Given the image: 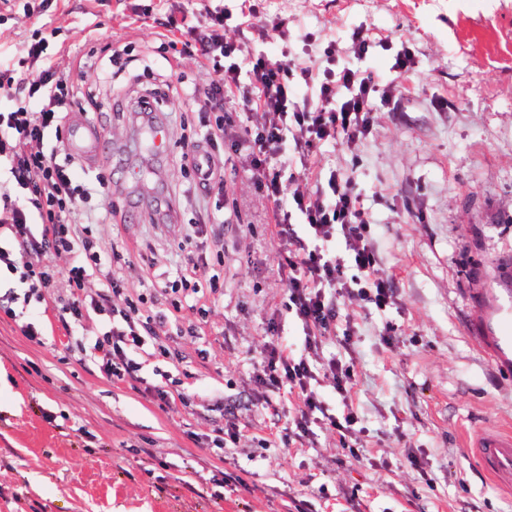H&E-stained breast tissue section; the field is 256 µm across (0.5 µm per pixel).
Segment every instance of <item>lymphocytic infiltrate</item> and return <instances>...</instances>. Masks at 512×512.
Masks as SVG:
<instances>
[{
	"mask_svg": "<svg viewBox=\"0 0 512 512\" xmlns=\"http://www.w3.org/2000/svg\"><path fill=\"white\" fill-rule=\"evenodd\" d=\"M231 18L230 10L201 7L198 20L179 24L178 37H165L161 44L165 50L182 48L214 72L203 86L181 77L165 84L168 92L182 96L200 114L201 133L190 139L184 158L197 194L220 196L224 162L212 153L199 155L198 148L203 143H229L272 203L278 266L287 272L279 311L301 323L305 353L296 358L287 344L268 342L256 382L271 392L285 389L297 396L294 440L311 436L317 423L344 437L357 424V415L350 412L339 419L329 413L317 384L329 379L339 397H348L354 365L332 359L321 366L315 356L326 336L337 330L341 301L383 311L393 304L394 290L378 272L373 219L354 190L352 169L331 170L325 180L315 182L309 170L319 144L365 138L377 100L392 99L394 87L358 69H335L336 46L331 42L307 63L285 52L272 56L261 49L242 57L239 43L224 36ZM53 51L47 40L31 42V68L25 75L0 63V94L13 103L0 110V165L8 176L7 188H0V232L9 239L8 246H0V271L15 276L23 287L19 293L9 289L0 294V313L15 318L14 306L22 298L52 301L74 338L86 316H98L105 323L101 334L88 344L75 339L69 353L90 359L113 377L134 379L142 369L136 360L139 351L150 347L165 357L170 351L158 342L151 319L143 317L140 299L119 280H110L101 292L86 287L90 277L124 255L108 252L92 230L93 225L111 223V210L85 207L88 198L104 193L105 181L76 182L54 153L39 148L46 129L63 135L69 112L89 111L95 103L93 96L75 93L70 73L52 68ZM33 99L39 107L32 112L28 104ZM237 112L257 118L242 138L227 133ZM339 237L346 246L342 254L332 247ZM63 254L73 259L64 272L56 264ZM208 268L206 258L187 251L171 282L172 298L164 316H177L202 288L219 290V277ZM62 274L68 282L64 296L56 292Z\"/></svg>",
	"mask_w": 512,
	"mask_h": 512,
	"instance_id": "obj_1",
	"label": "lymphocytic infiltrate"
}]
</instances>
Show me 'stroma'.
<instances>
[{
	"instance_id": "obj_1",
	"label": "stroma",
	"mask_w": 512,
	"mask_h": 512,
	"mask_svg": "<svg viewBox=\"0 0 512 512\" xmlns=\"http://www.w3.org/2000/svg\"><path fill=\"white\" fill-rule=\"evenodd\" d=\"M261 17L284 21L294 55L335 42L337 67L383 80L402 48L415 67L395 80L399 106L377 103L369 135L354 144L320 145L312 168L327 176L351 158L353 186L373 217L382 274L394 303L386 311L340 306L356 334L326 337L318 362L353 360L356 381L339 399L328 380L318 390L336 416L353 411L351 446L317 425L304 441L278 439L296 396L280 392L278 415L262 407L255 359L271 335L293 356L304 348L295 319L278 318L284 275L272 206L220 147L224 165V259L211 263L224 288L201 291L206 319L183 310L155 323L172 359L140 355V380H119L94 363L66 356L68 338L53 305L17 303V319L0 318V512H284L289 498L307 512H512V496L492 486L464 451L468 434L490 423L512 424V372L496 365L493 342L479 330L496 308L512 303V0H255ZM180 0H54L44 14L0 7V59L24 56L28 42L47 38L52 63L96 95L91 119L105 131L108 156L95 165L71 158L54 131L44 151L69 163L76 181L103 176L105 196L91 208L117 210L96 236L118 245L126 260L115 277L145 294L146 316L164 309L181 263L185 227L196 217L192 171L181 159V124L197 114L176 95L162 103L169 122L165 155L146 146L131 103L156 87V73L199 83L211 74L193 57L160 54V19L181 20ZM374 44L364 58L348 46L354 31ZM128 59L116 76L121 93L102 87L100 68L112 54ZM173 207L156 212L157 196ZM42 328L30 341L19 321ZM277 333H270L271 322ZM393 324V344L379 332ZM194 375L192 406L159 409L145 393L155 368ZM243 431L231 457L207 441L226 422ZM274 439L260 447L258 437ZM418 465H411V458ZM154 467L155 478L144 470ZM257 484L224 498L209 496L224 472Z\"/></svg>"
}]
</instances>
